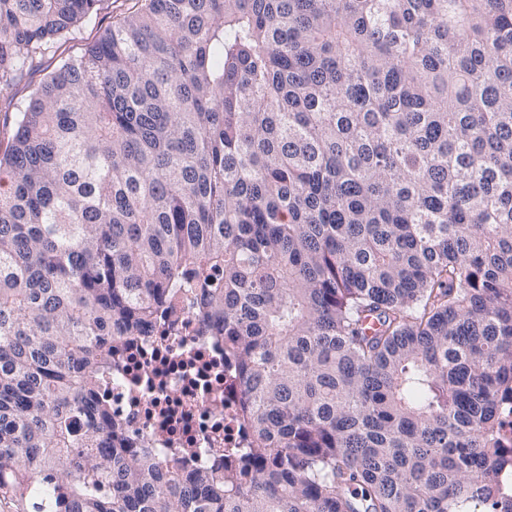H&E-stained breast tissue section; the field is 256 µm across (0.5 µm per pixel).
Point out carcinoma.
Listing matches in <instances>:
<instances>
[{
	"instance_id": "1",
	"label": "carcinoma",
	"mask_w": 512,
	"mask_h": 512,
	"mask_svg": "<svg viewBox=\"0 0 512 512\" xmlns=\"http://www.w3.org/2000/svg\"><path fill=\"white\" fill-rule=\"evenodd\" d=\"M0 0V504L512 512V0ZM182 300L246 447L187 475L97 394ZM116 1L117 2H115V0H112V9L104 10L103 12H101L97 20L99 21L97 29L95 27L92 31V27H83L80 30V32H77L75 34L76 40L69 44L71 46V51L73 53H80L81 49L87 42L92 41L94 37L98 36L104 30V28L111 25L112 22H114L118 18L123 8V6H121L123 0Z\"/></svg>"
}]
</instances>
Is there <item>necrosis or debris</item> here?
I'll use <instances>...</instances> for the list:
<instances>
[{
  "label": "necrosis or debris",
  "mask_w": 512,
  "mask_h": 512,
  "mask_svg": "<svg viewBox=\"0 0 512 512\" xmlns=\"http://www.w3.org/2000/svg\"><path fill=\"white\" fill-rule=\"evenodd\" d=\"M241 390L223 337L203 332L185 305L163 309L154 333L127 342L99 382L125 446L182 472L223 471L232 450L245 446Z\"/></svg>",
  "instance_id": "obj_1"
}]
</instances>
